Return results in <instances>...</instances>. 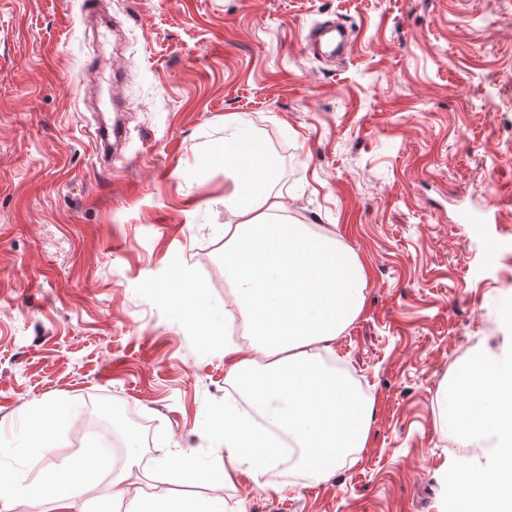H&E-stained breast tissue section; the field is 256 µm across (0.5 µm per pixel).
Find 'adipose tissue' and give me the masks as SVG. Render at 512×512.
<instances>
[{
  "label": "adipose tissue",
  "instance_id": "ef3b65f1",
  "mask_svg": "<svg viewBox=\"0 0 512 512\" xmlns=\"http://www.w3.org/2000/svg\"><path fill=\"white\" fill-rule=\"evenodd\" d=\"M218 158L224 165L226 300L239 313L243 343L223 340L208 324L206 289L190 274L157 284L158 298L182 312L212 342L224 344L225 381L231 402L208 422L211 436L224 443V462L206 478L214 489L206 497L146 499L130 494L121 475L112 478L108 510L83 496L91 477L110 467L106 454L49 462L39 484L0 474V503L25 499L51 503L53 512H224L218 491L232 472L249 466L262 473L280 456V436L299 448L298 463L328 480L347 456L368 440L372 404L361 399L324 360L336 338L359 315L368 279L357 255L335 232H317L288 221V203L273 193L277 172L272 153L236 123ZM69 409L55 400L34 406L27 434L30 450L47 454L45 424Z\"/></svg>",
  "mask_w": 512,
  "mask_h": 512
}]
</instances>
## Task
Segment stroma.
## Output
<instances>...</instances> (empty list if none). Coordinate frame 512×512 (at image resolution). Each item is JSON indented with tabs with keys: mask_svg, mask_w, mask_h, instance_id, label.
<instances>
[{
	"mask_svg": "<svg viewBox=\"0 0 512 512\" xmlns=\"http://www.w3.org/2000/svg\"><path fill=\"white\" fill-rule=\"evenodd\" d=\"M354 33L341 61L303 49L327 17ZM108 49L82 0H0V469L38 483L77 459L90 403L127 439L144 424L133 493L207 496L224 458V345L158 301L185 268L224 313V123L275 156L289 220L331 228L363 262V310L332 359L372 403L368 445L326 481L237 470L224 512H443L461 451L437 392L498 322L512 245V0H112ZM102 61L96 85L84 61ZM495 76L488 85L487 76ZM125 104L111 169L96 132ZM493 206L497 221L466 219ZM66 401L30 454L28 410ZM166 457L195 481L157 465Z\"/></svg>",
	"mask_w": 512,
	"mask_h": 512,
	"instance_id": "obj_1",
	"label": "stroma"
}]
</instances>
